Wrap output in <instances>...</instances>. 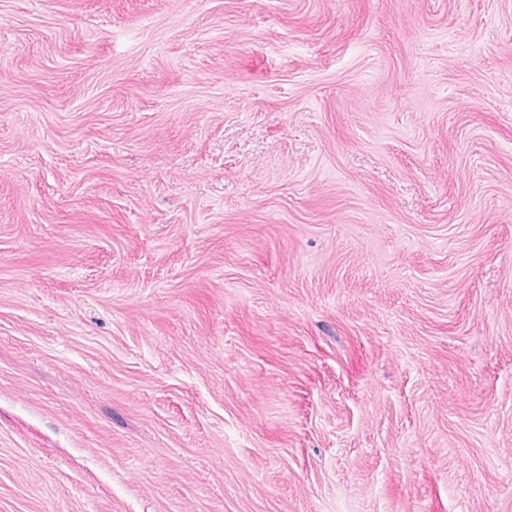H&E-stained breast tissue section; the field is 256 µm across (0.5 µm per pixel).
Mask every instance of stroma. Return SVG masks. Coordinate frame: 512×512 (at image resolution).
I'll list each match as a JSON object with an SVG mask.
<instances>
[{"mask_svg":"<svg viewBox=\"0 0 512 512\" xmlns=\"http://www.w3.org/2000/svg\"><path fill=\"white\" fill-rule=\"evenodd\" d=\"M0 512H512V0H0Z\"/></svg>","mask_w":512,"mask_h":512,"instance_id":"35a3bbf8","label":"stroma"}]
</instances>
